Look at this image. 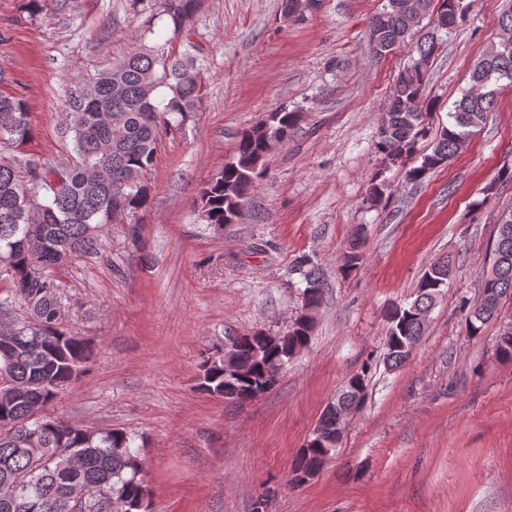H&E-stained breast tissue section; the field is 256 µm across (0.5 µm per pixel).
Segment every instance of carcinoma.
I'll return each mask as SVG.
<instances>
[{
    "label": "carcinoma",
    "instance_id": "1",
    "mask_svg": "<svg viewBox=\"0 0 512 512\" xmlns=\"http://www.w3.org/2000/svg\"><path fill=\"white\" fill-rule=\"evenodd\" d=\"M433 0H386L369 18L367 45L379 59L409 38V62L398 74L375 148L388 165L405 163L421 140L431 139L420 164L406 170L414 182L454 158L492 111L500 82L512 84V0L497 19V36L470 71V89L448 107V124L431 132L436 109L425 97L428 64L468 14L467 0H441L446 10L419 30ZM199 0H132L144 17L147 34L166 18L177 37L195 15ZM174 56L159 46L141 44L72 93L61 134L70 161L51 167L24 152L32 138L26 101L0 90V280L7 296L0 307L19 302L26 317L0 323V379L15 385L0 393V512H60L57 501L78 499L80 512H145L150 488L136 437L119 429L91 432L48 413V407L86 369L93 348L83 337L61 328L59 284L50 271L99 251L98 229L118 214L135 215L147 207L151 172L161 132H180L197 110L202 88L191 50ZM300 115L278 107L243 132L235 155L224 163L194 202L198 219L224 227L239 218L261 177L264 159L276 143H285ZM365 229L352 231L341 269L358 267ZM295 273L305 283L304 307L310 314L276 335L244 336L225 354L202 365V390L237 395L260 384L275 385L284 366L310 342L313 316L323 300L319 268L307 256L296 259ZM453 266L448 257L430 264L413 300L390 313L382 360L390 369L412 355L448 286ZM512 299V210L497 221L491 268L481 298L466 309L469 333L479 334L498 319L503 300ZM499 356L512 360V320L500 328ZM366 365L325 406L316 439L291 465V480L321 469L341 439L337 416L353 413L365 395Z\"/></svg>",
    "mask_w": 512,
    "mask_h": 512
}]
</instances>
